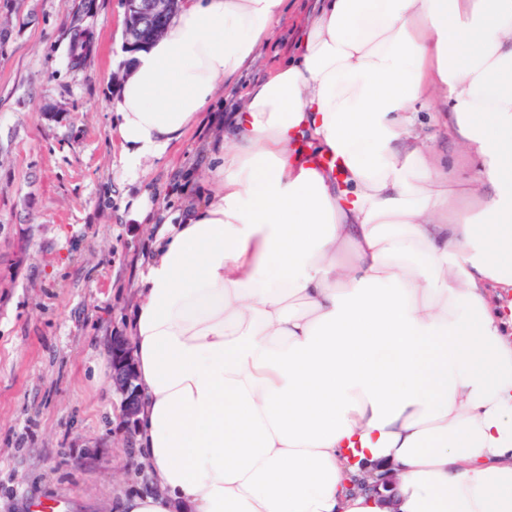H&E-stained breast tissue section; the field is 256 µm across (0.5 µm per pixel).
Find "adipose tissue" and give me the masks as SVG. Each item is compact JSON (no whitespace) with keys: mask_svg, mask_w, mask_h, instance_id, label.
I'll list each match as a JSON object with an SVG mask.
<instances>
[{"mask_svg":"<svg viewBox=\"0 0 512 512\" xmlns=\"http://www.w3.org/2000/svg\"><path fill=\"white\" fill-rule=\"evenodd\" d=\"M286 4L183 0L109 104L130 176ZM215 149L208 199L131 204L150 489L118 512H512V0H322ZM387 475L390 506L359 486ZM418 130L436 152L441 153L446 161L448 159L451 174L455 178L462 181L469 178L470 166L455 161L454 152L456 151V144L446 128L429 126L427 123H424L422 126H418Z\"/></svg>","mask_w":512,"mask_h":512,"instance_id":"adipose-tissue-1","label":"adipose tissue"}]
</instances>
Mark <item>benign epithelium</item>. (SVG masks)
<instances>
[{
	"mask_svg": "<svg viewBox=\"0 0 512 512\" xmlns=\"http://www.w3.org/2000/svg\"><path fill=\"white\" fill-rule=\"evenodd\" d=\"M181 0H124L126 9V49L135 52L161 37ZM106 350L112 358V392L123 398V421L128 431H134L139 413L136 385V362L131 338L114 336Z\"/></svg>",
	"mask_w": 512,
	"mask_h": 512,
	"instance_id": "7a95c632",
	"label": "benign epithelium"
}]
</instances>
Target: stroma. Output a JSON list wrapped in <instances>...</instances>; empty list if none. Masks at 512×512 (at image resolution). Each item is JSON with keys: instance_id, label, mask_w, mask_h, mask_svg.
<instances>
[{"instance_id": "35a3bbf8", "label": "stroma", "mask_w": 512, "mask_h": 512, "mask_svg": "<svg viewBox=\"0 0 512 512\" xmlns=\"http://www.w3.org/2000/svg\"><path fill=\"white\" fill-rule=\"evenodd\" d=\"M0 0V512L64 503L115 512L147 490L135 440L112 392L106 341L126 335L156 225L130 217L213 193L207 147L226 98H238L295 51L317 0H288L273 35L224 97L159 161L131 179L108 105L127 54L123 0ZM82 18L94 48L67 64Z\"/></svg>"}]
</instances>
